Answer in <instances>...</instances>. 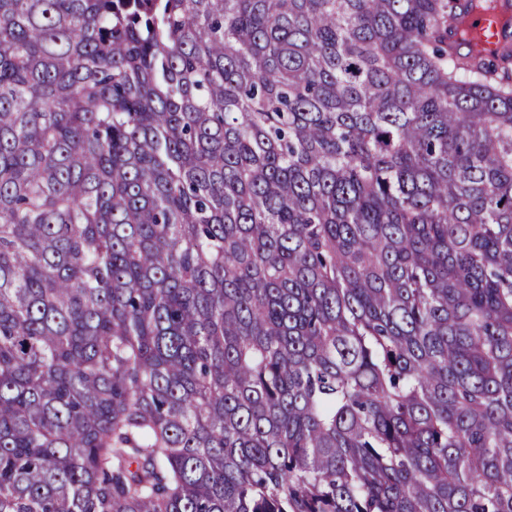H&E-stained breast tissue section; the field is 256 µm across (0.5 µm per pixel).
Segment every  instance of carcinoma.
I'll list each match as a JSON object with an SVG mask.
<instances>
[{"label": "carcinoma", "mask_w": 512, "mask_h": 512, "mask_svg": "<svg viewBox=\"0 0 512 512\" xmlns=\"http://www.w3.org/2000/svg\"><path fill=\"white\" fill-rule=\"evenodd\" d=\"M473 2L0 0V512H512Z\"/></svg>", "instance_id": "carcinoma-1"}]
</instances>
